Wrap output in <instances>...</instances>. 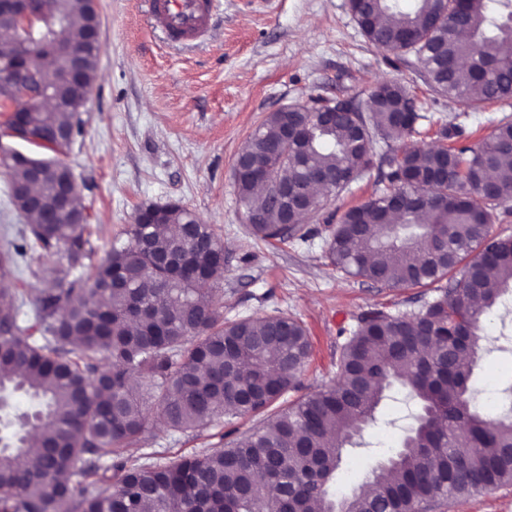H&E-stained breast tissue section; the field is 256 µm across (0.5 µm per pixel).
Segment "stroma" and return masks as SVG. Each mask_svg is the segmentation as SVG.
Here are the masks:
<instances>
[{
    "label": "stroma",
    "mask_w": 512,
    "mask_h": 512,
    "mask_svg": "<svg viewBox=\"0 0 512 512\" xmlns=\"http://www.w3.org/2000/svg\"><path fill=\"white\" fill-rule=\"evenodd\" d=\"M95 5L98 76L80 114L83 133L62 155L90 215V247L100 254L123 240L140 206H186L224 243L214 299L225 320L284 314L308 330L311 361L299 389L288 391L281 405L331 385L362 313H412L434 296L428 288H390L349 276L325 257L337 216L374 198L387 169L373 167L329 198L319 216L307 220V240L273 247L249 231L232 177L236 156L269 112L316 96L364 110L379 81L399 82L425 103L428 118L413 138L420 145L436 143L438 127L451 123L462 130L460 144L478 147L497 122L512 121V101L476 110L430 92L405 61L367 41L348 0H221L211 35L189 45L156 29L141 0ZM10 186L0 165V253L13 250L28 224ZM482 334L487 351L474 366L472 387L478 407L494 417L502 389L512 383L511 300L491 311ZM414 412L405 390L391 389L358 447L344 452L337 487L360 485L398 448ZM267 420L264 414L224 416L186 433L154 424L141 445L164 449L170 461L223 447Z\"/></svg>",
    "instance_id": "1"
}]
</instances>
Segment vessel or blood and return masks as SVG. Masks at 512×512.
Masks as SVG:
<instances>
[{
    "label": "vessel or blood",
    "instance_id": "obj_1",
    "mask_svg": "<svg viewBox=\"0 0 512 512\" xmlns=\"http://www.w3.org/2000/svg\"><path fill=\"white\" fill-rule=\"evenodd\" d=\"M218 0H145L155 26L172 39L193 42L213 30Z\"/></svg>",
    "mask_w": 512,
    "mask_h": 512
}]
</instances>
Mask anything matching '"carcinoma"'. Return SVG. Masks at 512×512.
I'll return each mask as SVG.
<instances>
[{
	"instance_id": "obj_1",
	"label": "carcinoma",
	"mask_w": 512,
	"mask_h": 512,
	"mask_svg": "<svg viewBox=\"0 0 512 512\" xmlns=\"http://www.w3.org/2000/svg\"><path fill=\"white\" fill-rule=\"evenodd\" d=\"M53 2L51 37L77 43L73 30L85 27L90 0ZM348 6L368 42L414 55L429 91L473 108L512 98V0H413L407 11L400 0ZM13 40L0 72L39 52L24 30ZM41 58L47 68L60 65L51 52ZM51 95L54 108L26 113L25 125L34 145L64 151L62 135L81 134L75 95L65 83ZM329 103L319 97L309 110L269 113L244 148L248 163L297 184L311 168L339 182L377 161L387 165L388 185L341 216L326 258L376 284L434 285L436 296L410 315L363 313L336 362L334 386L293 401L227 447L161 462L160 450L130 453L149 427L137 383L155 422L169 430L258 414L296 388L311 355L307 329L285 315L224 321L213 302L224 243L179 203L156 208V224L128 225L126 242L97 259L82 249L84 209L78 224L68 216L30 224L14 251L0 253V410L22 390L38 400L45 423L36 466L28 463L29 437H0V512H336L338 504L341 512H425L512 484V417H488L471 386L483 319L512 293V238L489 229L490 210L512 202V121L476 150L408 145L379 154L352 145L347 119L317 125L314 111ZM422 119L416 99L391 81L370 91L368 111L354 113L370 139L386 143L413 136ZM33 163L48 169L34 184L30 168L4 160L26 216L18 187L32 184L51 207L68 170L58 159ZM485 181L493 193L478 191ZM236 186L255 220L253 236L282 244L307 237L288 200L251 178ZM393 194L408 201L395 221L386 204ZM60 245L70 246L67 265L33 272L47 283L34 300L2 286L17 257ZM396 385L417 405L415 425L386 471L369 472L370 493L332 492L344 445Z\"/></svg>"
}]
</instances>
